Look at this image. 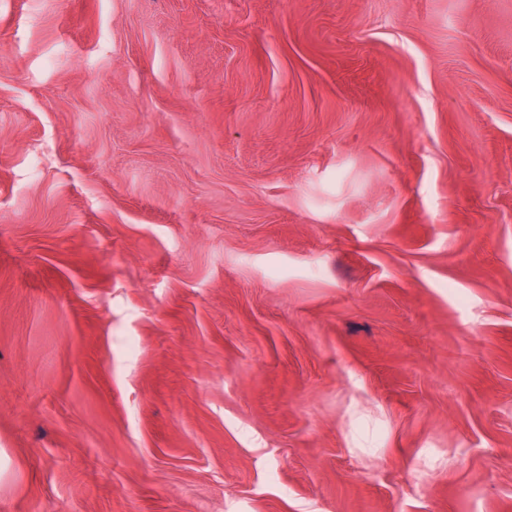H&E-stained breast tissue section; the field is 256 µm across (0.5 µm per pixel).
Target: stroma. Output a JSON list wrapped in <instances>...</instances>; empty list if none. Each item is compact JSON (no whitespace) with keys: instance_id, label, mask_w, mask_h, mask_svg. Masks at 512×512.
I'll return each instance as SVG.
<instances>
[{"instance_id":"1","label":"stroma","mask_w":512,"mask_h":512,"mask_svg":"<svg viewBox=\"0 0 512 512\" xmlns=\"http://www.w3.org/2000/svg\"><path fill=\"white\" fill-rule=\"evenodd\" d=\"M0 512H512V0H0Z\"/></svg>"}]
</instances>
